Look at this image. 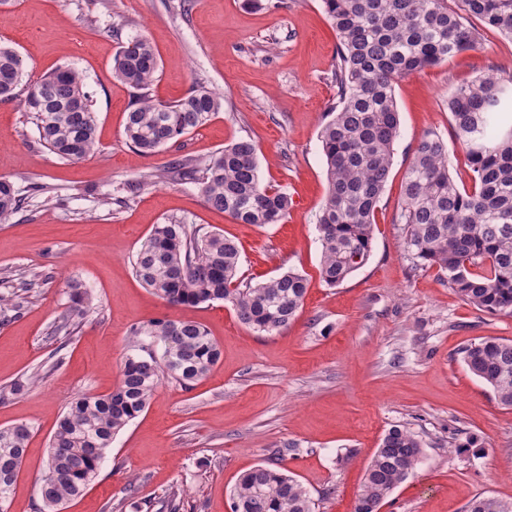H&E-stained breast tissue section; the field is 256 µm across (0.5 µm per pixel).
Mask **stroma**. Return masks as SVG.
Masks as SVG:
<instances>
[{
  "instance_id": "stroma-1",
  "label": "stroma",
  "mask_w": 512,
  "mask_h": 512,
  "mask_svg": "<svg viewBox=\"0 0 512 512\" xmlns=\"http://www.w3.org/2000/svg\"><path fill=\"white\" fill-rule=\"evenodd\" d=\"M136 33L160 64L152 99L170 103L202 85L221 100L208 123L153 155L127 143L135 91L112 73ZM0 44L23 70L15 98L0 101V179L27 195L23 210L0 221V273L14 275L5 289L21 300L19 312L0 317V389L42 375L25 395L0 402V429L31 428L8 512H37L66 405L112 391L131 327L157 317L203 325L221 357L192 389L162 380L64 512H168L173 499L179 512H230L236 480L260 465L300 481L314 512H353L366 468L395 426L421 441L422 456L382 512H465L478 496L512 502V407L460 354L484 337L512 340V316L479 310L438 267L413 262L397 222L418 141L428 133L452 140L449 94L485 74L512 75V40L483 30L475 48L398 81L400 135L374 247L334 287L320 277L316 229L327 189L319 132L336 96L337 45L320 0H9L0 5ZM62 66L82 74L97 118L96 151L75 161L40 143L26 106L29 85ZM243 138L257 148L264 184L290 195L286 223H237L196 184L158 177L173 157L205 159ZM144 177L137 196L115 205L126 182ZM33 183L46 193L28 195ZM171 220L234 239L246 280L304 275L307 294L288 329L260 334L223 303L173 307L147 290L135 254L154 225ZM32 274L42 284L22 289L19 277ZM71 281L88 289L93 307L64 343L56 326Z\"/></svg>"
}]
</instances>
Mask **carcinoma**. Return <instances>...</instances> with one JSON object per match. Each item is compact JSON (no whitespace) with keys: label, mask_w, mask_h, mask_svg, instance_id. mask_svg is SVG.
<instances>
[{"label":"carcinoma","mask_w":512,"mask_h":512,"mask_svg":"<svg viewBox=\"0 0 512 512\" xmlns=\"http://www.w3.org/2000/svg\"><path fill=\"white\" fill-rule=\"evenodd\" d=\"M337 35L336 102L319 133L327 166V191L316 216L322 246L320 275L336 286L362 267L374 244V217L387 183L393 144L400 133L394 85L413 72L476 46L475 19L512 39V0H321ZM117 78L137 91L125 135L144 155L154 154L207 123L219 98L203 86L172 103L152 100L159 61L149 39L129 37L113 60ZM19 56L0 47V100L14 98L21 82ZM26 104L35 114L39 141L62 159L94 151L97 119L83 76L59 68L30 87ZM454 136L435 133L419 141L404 176L407 252L448 275V285L467 303L491 314L512 315V76H480L448 97ZM469 161L471 189L448 168L450 147ZM164 179L198 185L206 203L241 224H282L291 199L273 191L259 174L257 151L240 139L205 161L174 158ZM25 197L0 180V219L18 213ZM237 243L195 224H157L134 259L141 283L171 306L214 301L229 305L238 320L258 333L288 328L303 305L306 278L292 271L253 284L240 276ZM72 305L58 331L70 336L92 309L91 295L68 285ZM119 385L109 394L79 395L60 417L51 439L38 512L79 496L112 447V440L148 406L165 378L188 389L220 359L218 344L195 322L157 317L131 328ZM161 346L162 352L155 350ZM469 372L512 407V341L483 338L462 350ZM40 376H22L0 400L24 394ZM31 428L0 429V507L13 491ZM421 442L405 428L383 437L367 468L353 512H376L379 503L414 471ZM230 512H313L305 487L270 466L237 481ZM468 512H512V503L476 497Z\"/></svg>","instance_id":"carcinoma-1"}]
</instances>
